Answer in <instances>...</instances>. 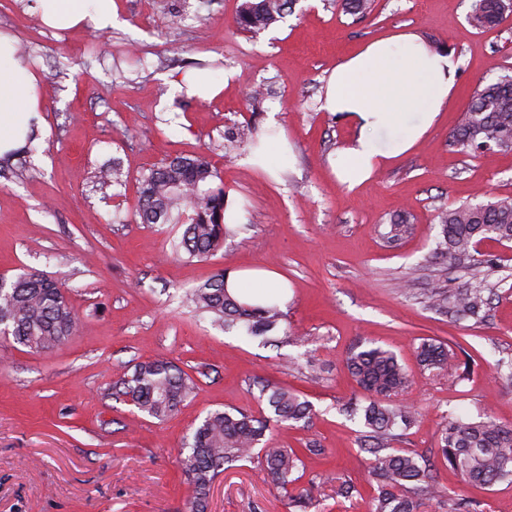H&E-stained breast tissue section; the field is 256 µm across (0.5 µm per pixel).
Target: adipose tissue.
<instances>
[{
	"label": "adipose tissue",
	"instance_id": "obj_1",
	"mask_svg": "<svg viewBox=\"0 0 512 512\" xmlns=\"http://www.w3.org/2000/svg\"><path fill=\"white\" fill-rule=\"evenodd\" d=\"M55 28L86 24L110 32L112 0H37ZM453 54L424 46L410 33L380 38L339 63L322 108L345 115L357 130L339 161L344 183L355 188L391 157L411 148L448 105L455 86ZM39 79L0 34V155L21 146L41 106Z\"/></svg>",
	"mask_w": 512,
	"mask_h": 512
}]
</instances>
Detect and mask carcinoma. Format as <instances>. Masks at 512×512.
<instances>
[{"label": "carcinoma", "mask_w": 512, "mask_h": 512, "mask_svg": "<svg viewBox=\"0 0 512 512\" xmlns=\"http://www.w3.org/2000/svg\"><path fill=\"white\" fill-rule=\"evenodd\" d=\"M293 0H242L236 23L257 34L282 21ZM374 0H341L342 12L365 15ZM512 13V0H473L469 24L486 29ZM262 131L252 125L232 126L224 131V149L248 144L260 146ZM450 146L470 154L493 147L512 149V74L504 73L477 89L463 113ZM136 213L143 224L185 226L171 240L177 255L208 259L235 232L224 222L228 193L218 170L204 155L167 158L143 173L139 180ZM440 239L437 249L450 258L463 257L467 281L459 288H434L426 297L428 306L456 319H483L490 308V279L500 272L496 260L484 254L474 257L484 239L512 241V198L490 196L478 204H462L438 215ZM196 310L208 313L226 331L269 342L285 317L273 299L250 303L231 294L226 272L217 271L203 285L186 292ZM78 319L61 283L51 276L30 271L0 286V335L34 352H52L77 331ZM420 365L428 370L452 369L455 352L433 340L417 350ZM346 366L368 403L347 406L360 415L366 428L364 440L375 455L370 471L377 493L370 512H423L439 502L440 490L429 463L417 453L392 448L416 422L418 411L396 404L390 398L404 390L409 376L397 356L380 346L353 348ZM114 394L135 401L144 415L163 422L174 415L197 389L195 381L180 367L165 359L143 361L131 375L116 381ZM260 402L268 416L251 412L214 411L196 426L178 460L190 491L188 512H208L211 489L217 478L236 462L259 457L272 482L283 490L304 475L303 457L293 448H277L265 440L272 421L291 426H309L313 405L286 387L260 384ZM437 454L469 483L492 485L512 480V427L486 418L465 420L452 413L442 425Z\"/></svg>", "instance_id": "cac0c4a2"}]
</instances>
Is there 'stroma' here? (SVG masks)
<instances>
[{"instance_id": "obj_1", "label": "stroma", "mask_w": 512, "mask_h": 512, "mask_svg": "<svg viewBox=\"0 0 512 512\" xmlns=\"http://www.w3.org/2000/svg\"><path fill=\"white\" fill-rule=\"evenodd\" d=\"M241 0H115L120 20L106 34L52 29L35 0H0V32L12 35L39 78L41 123L34 152L18 148L0 168V275L37 269L61 280L79 328L63 346L33 353L0 339V512H186L177 468L193 427L213 410L259 412L257 381L311 402L308 428L272 425L270 438L325 453L305 456L308 512H368L371 456L364 427L345 405L364 398L346 367L356 345L394 352L410 375L403 399L419 417L399 441L435 465L447 492L481 512H512V481H463L436 455L448 412L492 416L512 426V242L480 244L500 272L480 322L427 307L430 288H456L462 263L436 251L439 209L512 197V150L477 155L449 146L478 85L512 69V13L491 28L467 21L471 0H376L370 14L336 0H297L283 22L253 35L236 25ZM417 34L459 60L444 112L408 152L355 189L338 159L357 131L321 108L336 65L368 42ZM205 76L223 84L211 100L169 96L170 81ZM266 90L257 104L256 87ZM273 127L290 152L278 169L246 165L249 148L224 150V129ZM206 153L245 229L208 260L172 252L170 226L134 216L139 178L162 159ZM119 162L121 185L101 183ZM413 226L387 244L396 215ZM258 268L288 283L279 346L224 332L182 302L186 289L219 270ZM448 344L457 372L427 371L423 340ZM166 358L199 390L164 423L139 413L110 387L141 361ZM361 495L335 497L334 478ZM209 512H294L257 462H238L216 481Z\"/></svg>"}]
</instances>
